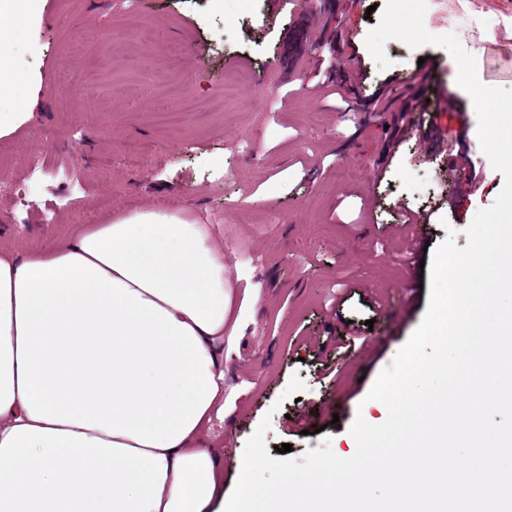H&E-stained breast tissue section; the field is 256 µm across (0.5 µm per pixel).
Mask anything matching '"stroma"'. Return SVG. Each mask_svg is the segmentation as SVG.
<instances>
[{"instance_id": "obj_1", "label": "stroma", "mask_w": 512, "mask_h": 512, "mask_svg": "<svg viewBox=\"0 0 512 512\" xmlns=\"http://www.w3.org/2000/svg\"><path fill=\"white\" fill-rule=\"evenodd\" d=\"M386 0H38L0 20L18 75L4 112L29 118L0 136V244L48 248L89 224L143 209L178 211L223 242L239 332L226 333L224 492L264 416L266 448L292 458L345 447L379 373L420 324L416 288L448 230L465 247L503 185L482 152L478 116L443 47L366 38ZM426 29L455 34L482 84L512 89V0H428ZM303 34L292 70L285 32ZM435 68L405 78L419 58ZM330 61L323 70L322 61ZM389 84L386 107L370 100ZM349 100L342 116L331 91ZM440 112L428 135L410 99ZM181 109L164 127L153 112ZM466 157L448 166L450 155ZM428 243L414 256L403 209ZM260 285L261 302L250 287ZM363 343L341 350L348 338ZM337 365V381L322 365ZM305 384L297 395L292 377ZM320 432H313V425Z\"/></svg>"}]
</instances>
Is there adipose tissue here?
I'll use <instances>...</instances> for the list:
<instances>
[{"label":"adipose tissue","mask_w":512,"mask_h":512,"mask_svg":"<svg viewBox=\"0 0 512 512\" xmlns=\"http://www.w3.org/2000/svg\"><path fill=\"white\" fill-rule=\"evenodd\" d=\"M231 293L175 211L0 246V512H224Z\"/></svg>","instance_id":"1"}]
</instances>
